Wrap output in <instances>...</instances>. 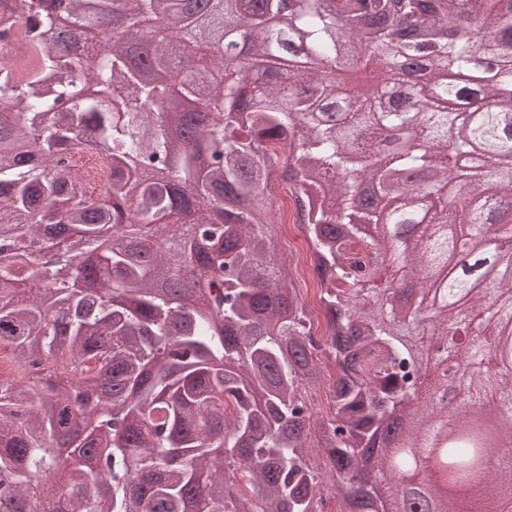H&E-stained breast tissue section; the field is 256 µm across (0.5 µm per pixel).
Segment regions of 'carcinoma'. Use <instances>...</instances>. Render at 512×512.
<instances>
[{"mask_svg":"<svg viewBox=\"0 0 512 512\" xmlns=\"http://www.w3.org/2000/svg\"><path fill=\"white\" fill-rule=\"evenodd\" d=\"M467 2L220 0L200 15L192 0H68L60 18L0 0V350L24 367L0 382V512H319L327 488L336 512H380L372 477L353 473L390 412L409 451L447 416L410 399L428 329H454L470 365L445 481H480L488 501L512 486V464L481 474L467 431L494 392L512 438V274L482 249L512 199V0ZM61 19L97 70L45 39ZM113 20L120 36L99 45L91 28ZM179 27L209 53L175 55ZM348 43L369 95L331 77ZM288 58L305 64L287 72ZM144 65L187 111L152 107L165 85ZM475 144L470 203L450 206L448 177ZM79 147L106 162L97 198L64 163ZM404 169L432 180L396 182ZM279 182L298 206L334 202L299 220L321 345L275 256ZM422 191L436 196L423 215ZM393 200L388 223L416 227L410 254L395 234L360 233ZM460 238L492 294L448 273ZM392 267L421 283L416 305L390 301ZM429 281L442 304L427 312ZM489 299L497 320L474 341L458 307ZM319 347L337 368L328 416L307 399L326 383ZM243 470L248 484L226 479Z\"/></svg>","mask_w":512,"mask_h":512,"instance_id":"obj_1","label":"carcinoma"}]
</instances>
